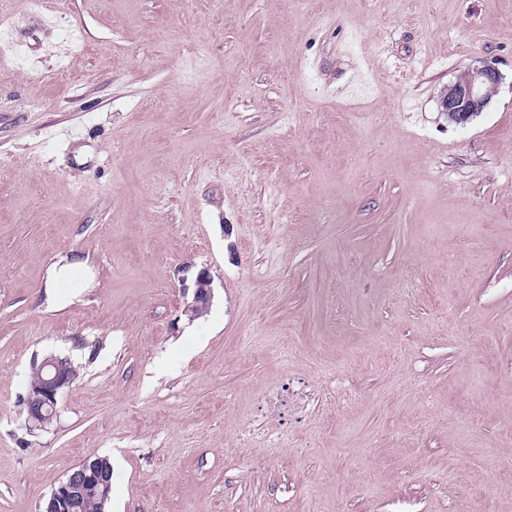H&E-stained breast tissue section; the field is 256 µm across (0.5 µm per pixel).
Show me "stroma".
<instances>
[{"label": "stroma", "mask_w": 512, "mask_h": 512, "mask_svg": "<svg viewBox=\"0 0 512 512\" xmlns=\"http://www.w3.org/2000/svg\"><path fill=\"white\" fill-rule=\"evenodd\" d=\"M4 5L0 512H512V0ZM499 72L489 65L464 71L441 96L442 111L457 125L467 124L483 111L498 90ZM181 281L183 294L190 295V300L185 303L184 313L189 320H195L206 313L212 303L213 279L206 268H201L191 276L190 280L186 276ZM67 359L49 355L34 365L24 401L27 430H44L57 420L59 398L72 387L77 377L76 366L72 365L74 372L67 366ZM103 459L111 464L107 458H98L92 461L86 460L71 468L60 484L44 500L41 512H79L77 510L82 506L83 512H100L98 497L89 496L86 499V496L89 489L103 493L111 484L109 491V497H111L112 467L105 465Z\"/></svg>", "instance_id": "35a3bbf8"}]
</instances>
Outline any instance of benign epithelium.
Instances as JSON below:
<instances>
[{
  "label": "benign epithelium",
  "instance_id": "1",
  "mask_svg": "<svg viewBox=\"0 0 512 512\" xmlns=\"http://www.w3.org/2000/svg\"><path fill=\"white\" fill-rule=\"evenodd\" d=\"M499 72L487 65L464 71L449 84L441 96L442 111L457 125L467 124L483 111L498 90ZM183 294L190 297L185 315L195 320L206 313L212 303L213 279L205 268L191 277L182 278ZM76 374L67 366V359L56 355L44 357L33 367L24 401L25 426L29 431L44 430L59 416L60 396L70 389ZM112 467L103 459L86 460L71 468L42 504V512H77L90 489L104 491L111 484Z\"/></svg>",
  "mask_w": 512,
  "mask_h": 512
}]
</instances>
